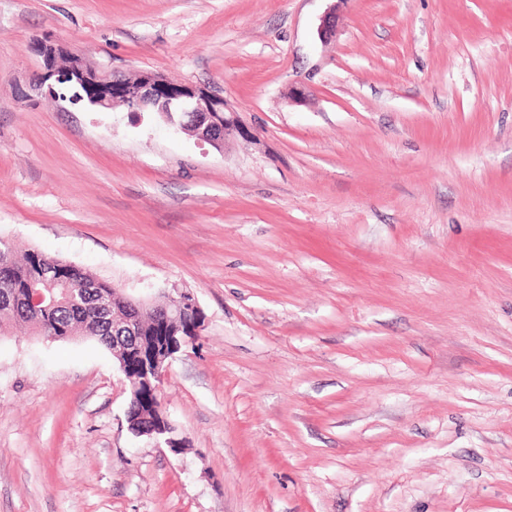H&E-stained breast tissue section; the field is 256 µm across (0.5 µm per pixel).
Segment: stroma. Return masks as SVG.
I'll return each instance as SVG.
<instances>
[{"label": "stroma", "mask_w": 512, "mask_h": 512, "mask_svg": "<svg viewBox=\"0 0 512 512\" xmlns=\"http://www.w3.org/2000/svg\"><path fill=\"white\" fill-rule=\"evenodd\" d=\"M38 39L238 128L27 94ZM0 239L204 314L177 454L106 349L0 336V512H512V0H0ZM132 416L129 415V410H127V422ZM137 419H132L131 422H128L129 429L138 435H146L149 437H153L155 439H163L164 444L167 448H170L173 452L180 451L181 447L179 446L177 440L172 437H167L168 434L172 432V427L169 424L165 414L159 412L153 423L149 427H142L140 430L131 428V425L134 424L139 427L137 424Z\"/></svg>", "instance_id": "stroma-1"}]
</instances>
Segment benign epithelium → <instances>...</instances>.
Returning a JSON list of instances; mask_svg holds the SVG:
<instances>
[{
  "label": "benign epithelium",
  "instance_id": "obj_1",
  "mask_svg": "<svg viewBox=\"0 0 512 512\" xmlns=\"http://www.w3.org/2000/svg\"><path fill=\"white\" fill-rule=\"evenodd\" d=\"M336 27V13H327L318 26L320 40L330 41L336 34ZM33 52L41 59V67L29 84L33 91L44 90L53 95V83L68 84L75 88V100L87 102L95 112H110L116 107H123L134 114L154 112L175 131L191 136L196 126H203L212 133L219 130L226 133L237 128L236 118L228 113L224 97L201 86L152 71H140L131 80L127 76L97 69L88 64L81 53L51 40L36 41ZM174 299L177 301L174 312L193 311L195 318L186 334L165 337L164 347L150 353L152 377L157 389L170 361L182 346L199 336L204 323L203 312L193 293L181 291ZM139 352L141 349L133 344L114 342L113 356L118 358L122 370L126 369V362ZM171 432L172 427L161 412L149 427L134 430L138 435L161 439L171 451L178 452L180 446L170 437Z\"/></svg>",
  "mask_w": 512,
  "mask_h": 512
}]
</instances>
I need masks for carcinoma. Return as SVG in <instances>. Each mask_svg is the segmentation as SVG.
<instances>
[{
  "label": "carcinoma",
  "mask_w": 512,
  "mask_h": 512,
  "mask_svg": "<svg viewBox=\"0 0 512 512\" xmlns=\"http://www.w3.org/2000/svg\"><path fill=\"white\" fill-rule=\"evenodd\" d=\"M50 265L57 272L48 280L43 269ZM34 284L53 289L56 302L47 307L30 306L29 289ZM124 299L112 283L78 266L34 249L17 259L12 247L0 241V314L21 330L29 329L44 339L91 338L109 351L114 336L160 335L161 325L154 311L134 317Z\"/></svg>",
  "instance_id": "1"
}]
</instances>
